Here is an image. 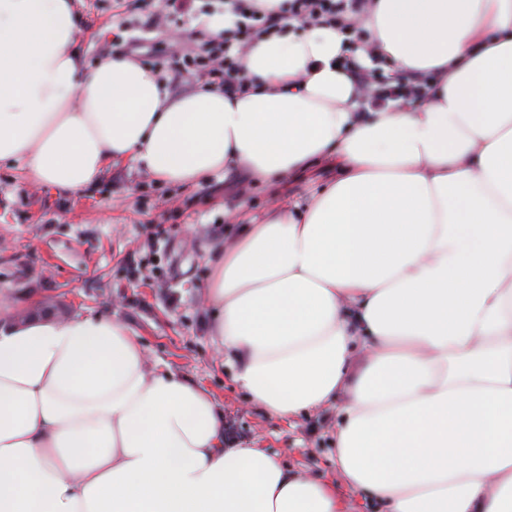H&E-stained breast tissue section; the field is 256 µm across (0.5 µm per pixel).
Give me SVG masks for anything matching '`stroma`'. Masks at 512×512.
<instances>
[{
	"label": "stroma",
	"instance_id": "obj_1",
	"mask_svg": "<svg viewBox=\"0 0 512 512\" xmlns=\"http://www.w3.org/2000/svg\"><path fill=\"white\" fill-rule=\"evenodd\" d=\"M74 6L84 17L78 38L87 65L112 43L129 44L132 59L157 69L173 96L199 88L193 78L170 82L163 32L126 23L125 0ZM335 178L325 160L294 178L263 182L236 168L173 186L128 157L94 186L63 193L0 162V302L112 316L139 334L153 370L179 373L213 395L225 444L261 448L292 471L335 480L337 411L268 416L235 385L202 309L210 261L238 225L261 223L278 203L307 205L311 191Z\"/></svg>",
	"mask_w": 512,
	"mask_h": 512
}]
</instances>
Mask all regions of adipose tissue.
<instances>
[{
  "label": "adipose tissue",
  "mask_w": 512,
  "mask_h": 512,
  "mask_svg": "<svg viewBox=\"0 0 512 512\" xmlns=\"http://www.w3.org/2000/svg\"><path fill=\"white\" fill-rule=\"evenodd\" d=\"M73 0H0V161L74 193L134 157L158 180H261L332 158L305 209L220 248L205 286L233 380L272 417L336 406V472L386 512H512V0H371L358 62L433 74L364 115L336 28L253 39L247 84L172 97L85 67ZM138 334L0 304V512H350L334 484L224 445L214 397L148 373Z\"/></svg>",
  "instance_id": "1"
}]
</instances>
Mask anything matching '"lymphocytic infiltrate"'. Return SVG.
<instances>
[{"mask_svg":"<svg viewBox=\"0 0 512 512\" xmlns=\"http://www.w3.org/2000/svg\"><path fill=\"white\" fill-rule=\"evenodd\" d=\"M369 0H288L287 15L257 7L255 0H228L235 16L234 26L219 37L202 39L194 48L172 56L169 70L174 77L190 76L207 81L233 94L246 85L241 49L254 38L282 30L284 18L303 25L327 24L339 31L348 46H355L361 30L355 18L362 13ZM339 65L355 81L367 87L368 105L374 108L391 101L416 102L425 98L429 79L407 74L397 78L386 77L377 68L365 67L354 56L339 58Z\"/></svg>","mask_w":512,"mask_h":512,"instance_id":"obj_1","label":"lymphocytic infiltrate"}]
</instances>
